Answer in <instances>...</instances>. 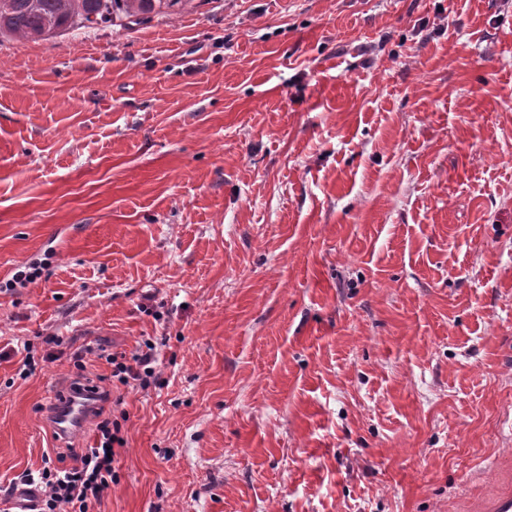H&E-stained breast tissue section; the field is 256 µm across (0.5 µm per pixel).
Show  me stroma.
I'll use <instances>...</instances> for the list:
<instances>
[{
  "label": "stroma",
  "instance_id": "35a3bbf8",
  "mask_svg": "<svg viewBox=\"0 0 512 512\" xmlns=\"http://www.w3.org/2000/svg\"><path fill=\"white\" fill-rule=\"evenodd\" d=\"M148 339L154 376L120 384L108 355ZM81 364L125 440L96 512L496 491L512 0H192L0 37V489L43 468Z\"/></svg>",
  "mask_w": 512,
  "mask_h": 512
}]
</instances>
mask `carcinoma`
I'll return each instance as SVG.
<instances>
[{"label": "carcinoma", "instance_id": "cac0c4a2", "mask_svg": "<svg viewBox=\"0 0 512 512\" xmlns=\"http://www.w3.org/2000/svg\"><path fill=\"white\" fill-rule=\"evenodd\" d=\"M184 0H0V35L42 39L128 28L174 10Z\"/></svg>", "mask_w": 512, "mask_h": 512}]
</instances>
